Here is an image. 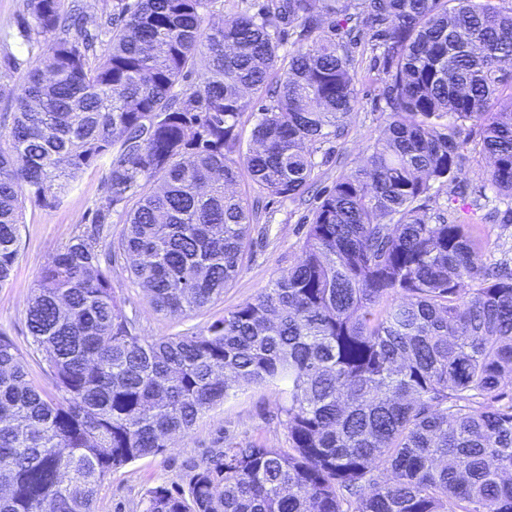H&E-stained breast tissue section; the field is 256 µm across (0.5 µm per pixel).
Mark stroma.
I'll list each match as a JSON object with an SVG mask.
<instances>
[{
  "mask_svg": "<svg viewBox=\"0 0 512 512\" xmlns=\"http://www.w3.org/2000/svg\"><path fill=\"white\" fill-rule=\"evenodd\" d=\"M357 110L347 119L345 135L335 151L316 172L317 188L331 187L336 178L354 168L366 156L368 146L385 126V102L368 40H360L355 53ZM487 162L477 150L467 152L466 191L463 200L449 201L440 195L434 209L452 220L462 211L475 212L477 229L491 260L512 261V223L503 213L480 206L479 190ZM106 169H85L73 180L53 207L26 203L20 227V255L9 281L0 286V331L9 334L21 351L31 339L26 327V306L37 274L44 262L65 245L96 208L105 203L103 180ZM247 202H258L250 232V245L232 283L220 299L185 316L156 313L144 292L127 277L122 264L112 269V285L128 313L136 314L142 336L159 338L187 331H200L225 311L252 300L268 284L286 274L307 231L308 206L275 197L259 196L248 172H241L235 185ZM284 396L280 387L247 389L202 416L193 430L165 452L143 457L112 471L93 504L94 512H143L148 491L159 485L185 484L195 465L228 446L262 444L275 448L288 445L282 424Z\"/></svg>",
  "mask_w": 512,
  "mask_h": 512,
  "instance_id": "35a3bbf8",
  "label": "stroma"
}]
</instances>
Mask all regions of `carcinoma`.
Masks as SVG:
<instances>
[{
    "label": "carcinoma",
    "mask_w": 512,
    "mask_h": 512,
    "mask_svg": "<svg viewBox=\"0 0 512 512\" xmlns=\"http://www.w3.org/2000/svg\"><path fill=\"white\" fill-rule=\"evenodd\" d=\"M212 2L107 0L91 32L84 0H25L0 285L25 200L49 207L102 162L106 206L28 300L30 356L56 394L0 333V512H93L112 471L264 385L282 386L289 448L228 447L187 488L149 490L144 512H512V270L487 265L475 222L432 207L463 187L467 126L491 201L512 202V5L267 0L215 25ZM353 32L377 52L386 125L319 198L293 267L200 332L141 336L116 257L165 316L221 296L249 245L239 169L303 200L356 109Z\"/></svg>",
    "instance_id": "carcinoma-1"
}]
</instances>
